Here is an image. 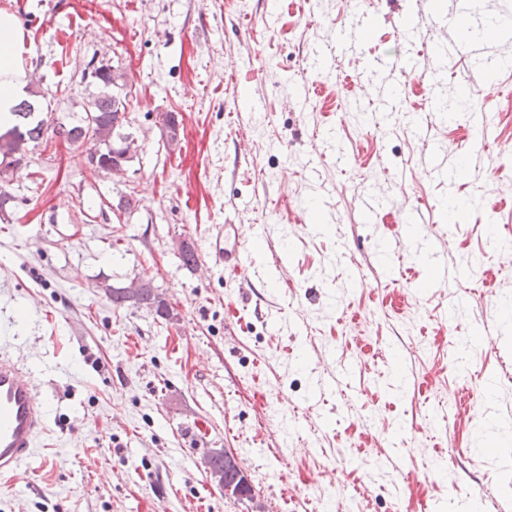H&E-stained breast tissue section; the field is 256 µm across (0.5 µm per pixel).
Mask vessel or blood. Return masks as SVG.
<instances>
[{"instance_id": "b4317fda", "label": "vessel or blood", "mask_w": 512, "mask_h": 512, "mask_svg": "<svg viewBox=\"0 0 512 512\" xmlns=\"http://www.w3.org/2000/svg\"><path fill=\"white\" fill-rule=\"evenodd\" d=\"M212 253L226 271L245 270L249 251L239 227L228 224L216 237ZM46 432L43 411L36 402L31 380L23 376L9 357L0 356V474L19 469L34 455L39 438Z\"/></svg>"}]
</instances>
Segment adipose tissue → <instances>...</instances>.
Returning a JSON list of instances; mask_svg holds the SVG:
<instances>
[{"instance_id": "1", "label": "adipose tissue", "mask_w": 512, "mask_h": 512, "mask_svg": "<svg viewBox=\"0 0 512 512\" xmlns=\"http://www.w3.org/2000/svg\"><path fill=\"white\" fill-rule=\"evenodd\" d=\"M24 43L16 17L0 9V127L4 129L16 124L15 109L29 97Z\"/></svg>"}]
</instances>
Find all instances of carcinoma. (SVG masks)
I'll return each instance as SVG.
<instances>
[{
	"mask_svg": "<svg viewBox=\"0 0 512 512\" xmlns=\"http://www.w3.org/2000/svg\"><path fill=\"white\" fill-rule=\"evenodd\" d=\"M82 80L95 86L96 92L82 102V115L76 124L68 127V133L75 141L86 134L99 144L96 171L110 173L134 145L132 135L124 131L125 103L129 96L127 73L108 60L92 59L82 72ZM33 114L34 107L23 103L18 112L21 121L0 132V173L7 174L11 167L21 163L30 148L43 141L48 124L43 118L32 120Z\"/></svg>",
	"mask_w": 512,
	"mask_h": 512,
	"instance_id": "1",
	"label": "carcinoma"
}]
</instances>
